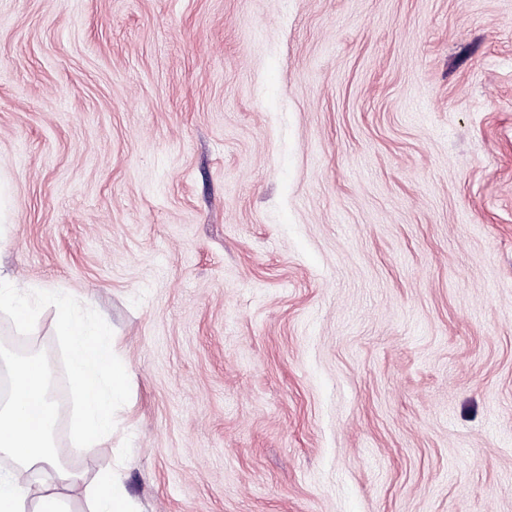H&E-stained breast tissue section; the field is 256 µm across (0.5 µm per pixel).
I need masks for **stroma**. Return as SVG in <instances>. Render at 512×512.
I'll list each match as a JSON object with an SVG mask.
<instances>
[{"label":"stroma","instance_id":"35a3bbf8","mask_svg":"<svg viewBox=\"0 0 512 512\" xmlns=\"http://www.w3.org/2000/svg\"><path fill=\"white\" fill-rule=\"evenodd\" d=\"M0 265L134 512H512V0H0Z\"/></svg>","mask_w":512,"mask_h":512}]
</instances>
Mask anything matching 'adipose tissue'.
Instances as JSON below:
<instances>
[{
	"label": "adipose tissue",
	"mask_w": 512,
	"mask_h": 512,
	"mask_svg": "<svg viewBox=\"0 0 512 512\" xmlns=\"http://www.w3.org/2000/svg\"><path fill=\"white\" fill-rule=\"evenodd\" d=\"M10 370L12 394L0 403V450L13 456L18 467L0 474V512H64L66 492L78 488L90 503L89 512H132L120 473H108L86 488L80 475L57 464L51 448L56 409L43 361L17 360ZM46 467L55 469V483L35 480V471Z\"/></svg>",
	"instance_id": "ef3b65f1"
}]
</instances>
